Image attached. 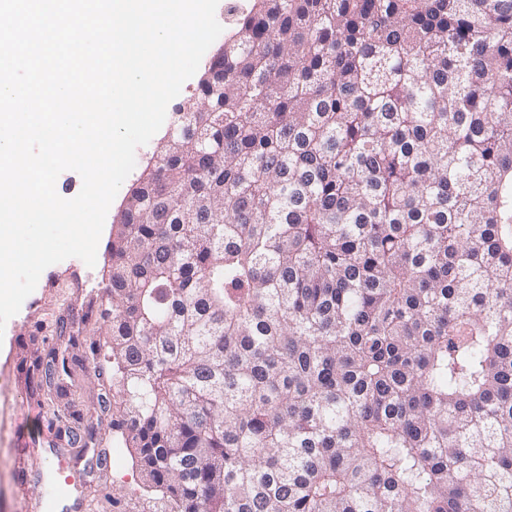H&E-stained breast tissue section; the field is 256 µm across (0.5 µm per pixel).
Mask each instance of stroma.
<instances>
[{
  "label": "stroma",
  "instance_id": "obj_1",
  "mask_svg": "<svg viewBox=\"0 0 512 512\" xmlns=\"http://www.w3.org/2000/svg\"><path fill=\"white\" fill-rule=\"evenodd\" d=\"M109 265L105 252H98L95 266H87L81 259L69 258L46 268L42 276L54 279L55 287L37 286L33 298L41 303L42 313L33 317L28 307H21L0 333V512H19L21 493L16 483L18 470H27L30 475L28 490L37 494L44 474V450L48 440H55L58 447L66 446L60 433L51 439H43L41 428L53 425L55 415L79 418L82 426L93 430L102 447L112 445L107 434L106 422L96 410L98 387L92 368L74 369L66 381L67 392L55 400V410L45 413L43 419L33 417L31 409L44 403L42 393L29 382V371L43 357L48 348L57 353L74 356L75 348L69 333H53L49 327L60 315L81 313L88 300L104 287V274ZM29 435L31 444L26 452H18L15 438ZM71 460L79 468L87 466L86 460L94 454L93 447L79 450L67 448ZM102 484L120 497L122 512H143L144 501L140 496L141 484L138 472L133 469L129 454H122L118 468L101 475L95 472L87 477L86 485L67 487L71 496L85 493L87 486Z\"/></svg>",
  "mask_w": 512,
  "mask_h": 512
}]
</instances>
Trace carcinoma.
Here are the masks:
<instances>
[{
	"instance_id": "obj_1",
	"label": "carcinoma",
	"mask_w": 512,
	"mask_h": 512,
	"mask_svg": "<svg viewBox=\"0 0 512 512\" xmlns=\"http://www.w3.org/2000/svg\"><path fill=\"white\" fill-rule=\"evenodd\" d=\"M193 97L74 358L149 508L512 512V0H251Z\"/></svg>"
}]
</instances>
